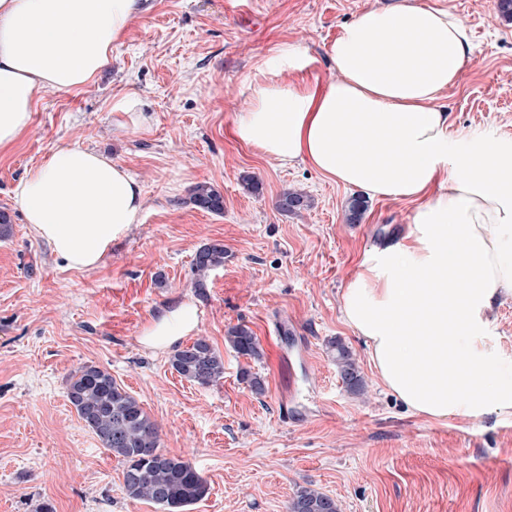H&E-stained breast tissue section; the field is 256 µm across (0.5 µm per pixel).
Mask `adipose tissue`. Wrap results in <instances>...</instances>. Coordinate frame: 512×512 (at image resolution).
Returning a JSON list of instances; mask_svg holds the SVG:
<instances>
[{
    "mask_svg": "<svg viewBox=\"0 0 512 512\" xmlns=\"http://www.w3.org/2000/svg\"><path fill=\"white\" fill-rule=\"evenodd\" d=\"M142 0H0V150L28 129L49 88L76 90L112 62ZM471 53L453 13L402 0L344 25L326 49L336 76L296 85L304 57L285 44L251 89L233 134L281 167L305 163L372 199L416 202L398 239L375 247L341 295L380 384L412 414L442 422L512 419V362L489 314L512 296V138L456 135L442 96ZM36 238L71 269L99 265L139 223V182L108 156L52 149L13 189ZM197 324L182 303L142 342L165 349Z\"/></svg>",
    "mask_w": 512,
    "mask_h": 512,
    "instance_id": "ef3b65f1",
    "label": "adipose tissue"
}]
</instances>
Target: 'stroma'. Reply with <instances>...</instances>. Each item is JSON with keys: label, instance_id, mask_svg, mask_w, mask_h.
Instances as JSON below:
<instances>
[{"label": "stroma", "instance_id": "obj_1", "mask_svg": "<svg viewBox=\"0 0 512 512\" xmlns=\"http://www.w3.org/2000/svg\"><path fill=\"white\" fill-rule=\"evenodd\" d=\"M396 0H144L112 63L79 90L44 91L32 122L0 152V512H161L129 499L123 466L67 399L75 367L93 364L135 396L159 426L161 447L189 460L209 490L187 512H288L310 486L342 512H512V420L438 423L378 387L363 340L340 317L343 288L366 251L395 236L415 204L368 201L345 221L353 190L309 166L281 168L232 133L265 60L301 47L297 84L334 74L325 51L344 23ZM461 18L472 52L445 102L460 135L512 136V21L497 0H419ZM134 96L144 130H117L112 106ZM107 153L140 183L139 224L92 270L58 262L18 212L13 188L51 149ZM259 184L248 190L247 180ZM224 194V211L197 209L196 185ZM296 189L309 208L283 212ZM223 240L229 256L205 290L192 260ZM189 301L224 357V379L203 388L171 367L170 350L141 342L163 309ZM247 325L263 350L239 356L226 336ZM353 352L365 381L351 392L333 341ZM260 375L263 395L240 378Z\"/></svg>", "mask_w": 512, "mask_h": 512}]
</instances>
